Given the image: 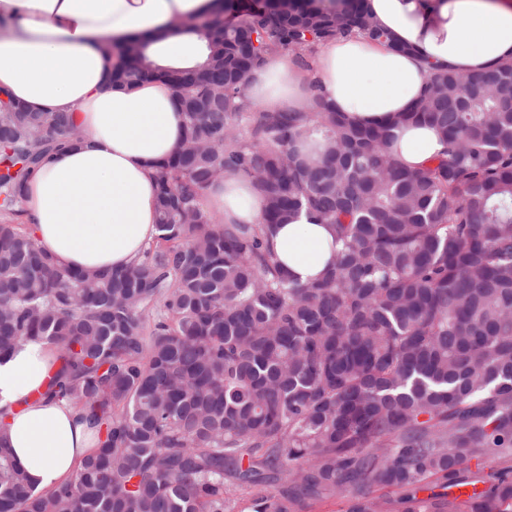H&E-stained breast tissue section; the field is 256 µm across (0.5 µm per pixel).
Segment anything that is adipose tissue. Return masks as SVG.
Returning a JSON list of instances; mask_svg holds the SVG:
<instances>
[{
  "instance_id": "adipose-tissue-1",
  "label": "adipose tissue",
  "mask_w": 512,
  "mask_h": 512,
  "mask_svg": "<svg viewBox=\"0 0 512 512\" xmlns=\"http://www.w3.org/2000/svg\"><path fill=\"white\" fill-rule=\"evenodd\" d=\"M212 0H0V99L35 112H67L83 136L57 152L28 183L26 220L39 247L76 269L122 268L155 234L158 164L184 136L183 114L161 79L112 85L116 65L101 42L152 35L159 67L203 60L194 18ZM393 45L364 37L316 46L309 67L278 53L253 71L246 94L267 112H307L319 85L336 111L361 125L395 119L415 105L429 68L467 73L512 62V0H367ZM394 157L410 168L444 145L435 128L406 123L394 131ZM206 210L227 224H258L263 201L236 176L209 188ZM271 244L294 278L320 277L335 246L330 225L299 218L278 225ZM58 365L39 342L0 360V431L38 488L71 478L97 446L85 412L64 400L31 401Z\"/></svg>"
}]
</instances>
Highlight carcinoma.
I'll use <instances>...</instances> for the list:
<instances>
[{"label": "carcinoma", "mask_w": 512, "mask_h": 512, "mask_svg": "<svg viewBox=\"0 0 512 512\" xmlns=\"http://www.w3.org/2000/svg\"><path fill=\"white\" fill-rule=\"evenodd\" d=\"M215 2L192 69L156 66L143 37L105 40L112 81L161 77L184 117L156 172L158 234L127 268L61 266L9 220L79 137L64 112L0 109V358L57 348L40 396L84 410L101 439L72 480L38 490L1 436L0 512H236L233 491L251 486L250 512L329 498L512 512V63L431 68L404 120L445 149L410 170L388 152L390 123H349L317 92L311 112L245 94L269 55L307 67L332 39L392 44L365 0ZM226 173L261 195L262 223L204 209ZM302 214L341 244L306 282L269 243Z\"/></svg>", "instance_id": "cac0c4a2"}]
</instances>
